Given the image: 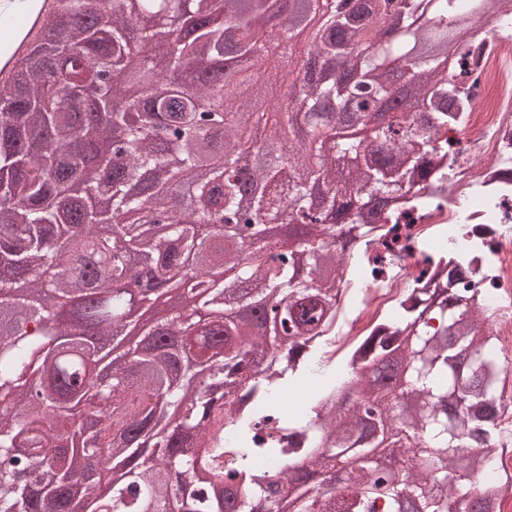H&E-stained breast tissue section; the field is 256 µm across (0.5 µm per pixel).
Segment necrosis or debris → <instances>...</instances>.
Here are the masks:
<instances>
[{
	"mask_svg": "<svg viewBox=\"0 0 512 512\" xmlns=\"http://www.w3.org/2000/svg\"><path fill=\"white\" fill-rule=\"evenodd\" d=\"M467 66L477 82L475 102L442 133L443 208L413 212L410 223L383 224L373 233L364 262L379 272L358 283L362 299L346 312L335 341L350 350L402 297L426 290L485 303L500 365L495 422L507 449L480 470L484 482L512 474V25L497 16L477 28ZM469 251L481 262L461 280L448 257Z\"/></svg>",
	"mask_w": 512,
	"mask_h": 512,
	"instance_id": "obj_1",
	"label": "necrosis or debris"
}]
</instances>
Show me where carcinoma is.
Returning a JSON list of instances; mask_svg holds the SVG:
<instances>
[{"mask_svg":"<svg viewBox=\"0 0 512 512\" xmlns=\"http://www.w3.org/2000/svg\"><path fill=\"white\" fill-rule=\"evenodd\" d=\"M64 0L7 97L0 96V512H492L512 475L474 486L468 436L497 443L477 407L492 410L499 367L484 312L440 302L438 331L417 305L400 327L336 359L322 339L340 310L331 268L365 265L336 238H365L406 208L435 200L413 190L438 178L441 128L467 110L464 46L487 0H336L310 45L322 64L299 88L298 111L256 112L239 78L193 94L133 96L156 63L246 62L263 33L237 0ZM298 32L285 0H250ZM190 19L179 44L160 27ZM343 56V79L330 59ZM139 62L136 69L130 62ZM400 69L417 93L374 128L376 147L336 140V106L395 91ZM304 124L300 165H250L245 129L278 136ZM80 139L124 143L112 169L59 150ZM257 185L250 232L239 234L241 176ZM193 190L197 207L171 212L167 186ZM25 203L19 209L16 201ZM305 224L306 237L274 249L264 221ZM191 294L197 316L170 307L103 373L87 333L121 336L129 289ZM264 363L252 367L251 355ZM313 375L325 381L283 420L277 399ZM95 458L88 484L70 472Z\"/></svg>","mask_w":512,"mask_h":512,"instance_id":"carcinoma-1","label":"carcinoma"}]
</instances>
